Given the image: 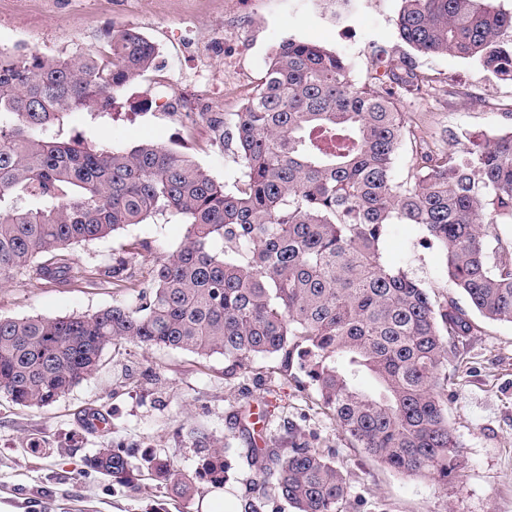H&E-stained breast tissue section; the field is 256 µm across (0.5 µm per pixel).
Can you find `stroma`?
Wrapping results in <instances>:
<instances>
[{"mask_svg":"<svg viewBox=\"0 0 512 512\" xmlns=\"http://www.w3.org/2000/svg\"><path fill=\"white\" fill-rule=\"evenodd\" d=\"M400 7V0H357L356 18L343 29L330 0H0V47L28 37L41 55L67 58L93 52L109 32L137 28L157 48L153 70L117 95L111 116L78 112L67 129L123 147L166 145L230 188L241 176L232 146H215L211 128L203 125L187 132V118L154 96L156 72L178 74L193 65L188 20L197 29L218 30L230 17L239 19L210 61L212 84L224 87L213 103L218 112L240 111L272 54L290 38L344 52L359 85L376 77L377 49L412 58L425 85L406 94L401 109L441 150L454 149L452 132L487 131L496 113L512 112L511 82L490 77L473 60L423 56L404 44L396 28ZM228 55L248 86L224 83ZM185 233L174 219L134 224L74 246L73 267L97 271L94 282L65 286L15 276L0 285V318L91 315L136 302L158 261L176 250ZM130 251L136 287L120 290L107 271ZM383 251L388 262L433 286L436 295L464 305L442 253L425 245L418 226L389 225ZM479 326L476 335L450 341L448 423L462 445L464 465L447 487L395 473L365 454L320 404L314 386L284 379L279 359L256 358L230 377L223 356L125 342L105 349L97 370L49 405L22 407L0 396V505L10 512H198L206 481L180 496L172 483L145 478L133 493L91 465L98 449L118 444L130 449L133 470H144L146 458L160 454L176 471L194 473L199 454L189 430L195 427L224 441L231 467L224 512H293L273 486L253 493L251 464L255 446L284 447L293 436L320 449L341 473L349 492L346 512H512V324L483 320ZM95 411L108 417L109 427L87 428L86 416Z\"/></svg>","mask_w":512,"mask_h":512,"instance_id":"stroma-1","label":"stroma"}]
</instances>
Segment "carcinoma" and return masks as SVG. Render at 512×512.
Returning <instances> with one entry per match:
<instances>
[{
    "instance_id": "carcinoma-1",
    "label": "carcinoma",
    "mask_w": 512,
    "mask_h": 512,
    "mask_svg": "<svg viewBox=\"0 0 512 512\" xmlns=\"http://www.w3.org/2000/svg\"><path fill=\"white\" fill-rule=\"evenodd\" d=\"M400 39L424 55L474 59L512 82V11L496 0H402ZM112 58L0 51V282H90L67 250L131 224L176 218L180 246L153 270L138 304L91 315L0 318V394L42 407L88 377L103 351L129 340L230 362L257 357L296 368L357 447L391 470L448 486L463 465L448 425L449 336L479 332L468 314L386 262L390 224H415L442 250L448 277L482 318L512 324V112L491 134L455 136L435 151L408 126L404 93L424 86L411 61L357 85L341 51L288 39L241 111L210 125L235 142L242 176L228 190L189 157L153 142L130 149L64 130L73 112L109 115L117 93L149 70L157 49L134 28L114 32ZM412 138L417 176L394 178ZM500 250L490 260L488 229ZM45 261H37L40 256ZM129 261L112 283L131 282ZM194 474L165 456L155 477L188 493L225 485L224 441L190 431ZM129 451L101 448L91 465L135 488ZM257 491L273 483L295 512H345L347 485L308 443L258 448Z\"/></svg>"
}]
</instances>
